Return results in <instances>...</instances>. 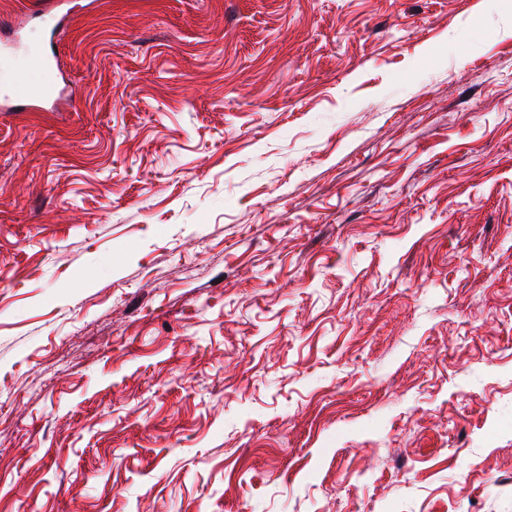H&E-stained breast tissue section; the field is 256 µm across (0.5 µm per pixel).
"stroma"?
Returning <instances> with one entry per match:
<instances>
[{
    "label": "stroma",
    "mask_w": 512,
    "mask_h": 512,
    "mask_svg": "<svg viewBox=\"0 0 512 512\" xmlns=\"http://www.w3.org/2000/svg\"><path fill=\"white\" fill-rule=\"evenodd\" d=\"M0 512H512V0H0Z\"/></svg>",
    "instance_id": "35a3bbf8"
}]
</instances>
